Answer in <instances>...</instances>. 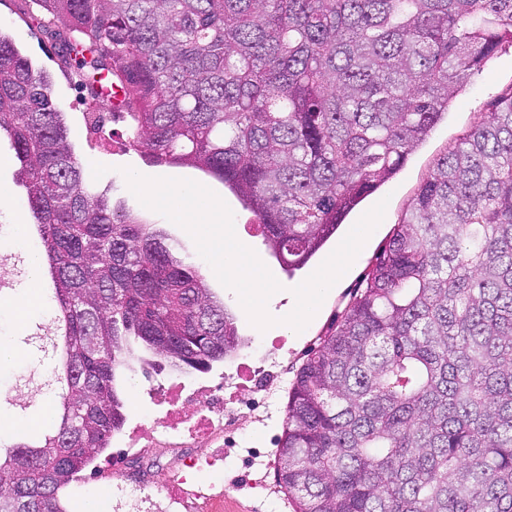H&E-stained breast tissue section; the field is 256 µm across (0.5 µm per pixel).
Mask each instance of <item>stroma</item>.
<instances>
[{"label": "stroma", "instance_id": "stroma-1", "mask_svg": "<svg viewBox=\"0 0 512 512\" xmlns=\"http://www.w3.org/2000/svg\"><path fill=\"white\" fill-rule=\"evenodd\" d=\"M0 32L8 35L17 47L27 55L34 66L46 70L53 82L55 98L66 116L70 136L76 152L85 165L100 163L108 168L101 178L95 180V191H107L113 201L122 203L125 208L149 224H157L168 234L170 241L188 261L204 266L190 236L179 226L162 215L145 208L128 189L121 173L129 166L145 176H172L195 180L216 192L230 207L238 227V238L254 249L262 262L281 284L280 292L268 301L270 315H287L293 303L291 290L312 274V267L288 271L268 250L260 228L250 210L224 185L199 170L177 166H153L137 150L129 146L128 133L121 121H112L110 136L91 140L87 134L85 115L90 112V100L86 97L78 78L61 71L51 59L49 45L39 29L32 24L25 12L23 0H0ZM466 93L454 101L447 117L432 131L426 141L408 158L402 170L372 195L370 204H377L380 198H388L385 216L364 248L343 275L338 285L328 293L318 311L317 317L299 334L290 333L284 325L271 326L259 331L244 316L241 307L230 290L223 287L214 273H207L208 285L225 307L235 315L242 335L260 336L264 351L255 354L256 362L272 365L278 355L271 349L272 344H283L288 358L287 373L283 381L276 384L273 396L248 411L239 447L234 448V463L224 469L205 470L197 474L196 481L205 485L211 482L222 484L224 493L230 498L251 505L253 512H293L287 496L276 489L274 480V460L282 435L286 416L288 389L297 369L312 350L317 349L320 339L326 336L343 314L347 304L362 286L364 274L372 259L389 239L394 224H397L408 207L415 190L427 176L436 160L447 150L457 145L476 125H478L494 101L512 91V47L505 45L495 52L484 68L471 74ZM30 215L23 200V191L15 180V160L8 143L0 144V286L6 292H14L30 282L28 256L30 247L13 245L12 227L26 224ZM39 318H32L22 333L19 345L30 358L21 361L19 367L24 374L17 383V397L6 411L14 417L36 415L41 409L52 406L53 400L46 386L43 365L46 354L44 343L39 338ZM225 363L214 364L208 373L180 372L168 367L142 369L134 366L121 378L126 399V426L134 428L147 422L156 407L152 403L149 390L157 384L184 382L198 384L206 378L219 377L226 371Z\"/></svg>", "mask_w": 512, "mask_h": 512}]
</instances>
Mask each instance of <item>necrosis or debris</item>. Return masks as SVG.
Masks as SVG:
<instances>
[{"label": "necrosis or debris", "instance_id": "obj_1", "mask_svg": "<svg viewBox=\"0 0 512 512\" xmlns=\"http://www.w3.org/2000/svg\"><path fill=\"white\" fill-rule=\"evenodd\" d=\"M246 352L241 346L229 354L232 368L224 378L199 386L158 385L153 399L159 413L127 432L120 447L92 468L87 485H110L113 496L135 507L149 500L160 512H222L223 486L196 490L188 472L214 468L216 449L237 444L245 418L225 403L224 384L235 380L233 367Z\"/></svg>", "mask_w": 512, "mask_h": 512}]
</instances>
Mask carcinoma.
<instances>
[{"mask_svg": "<svg viewBox=\"0 0 512 512\" xmlns=\"http://www.w3.org/2000/svg\"><path fill=\"white\" fill-rule=\"evenodd\" d=\"M31 2L130 145L224 182L290 271L512 43V0ZM2 136L67 341L48 427L0 439V512H71L126 421L131 340L203 372L244 338L164 229L89 189L49 74L0 32ZM276 473L294 512H512V92L437 160L297 370Z\"/></svg>", "mask_w": 512, "mask_h": 512, "instance_id": "1", "label": "carcinoma"}]
</instances>
